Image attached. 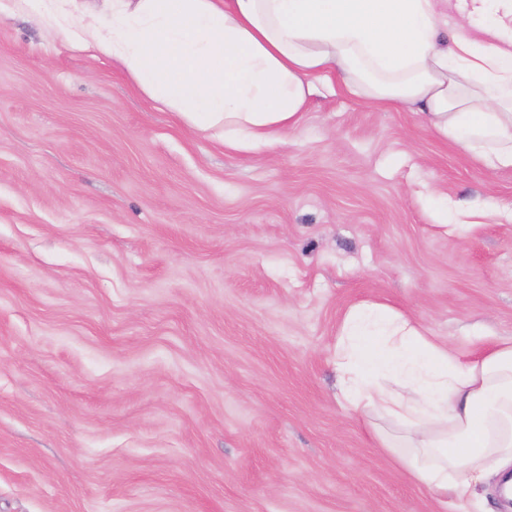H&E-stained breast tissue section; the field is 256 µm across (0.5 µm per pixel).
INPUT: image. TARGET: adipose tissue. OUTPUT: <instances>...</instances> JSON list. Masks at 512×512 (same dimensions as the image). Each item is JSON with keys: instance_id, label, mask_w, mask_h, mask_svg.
Listing matches in <instances>:
<instances>
[{"instance_id": "obj_1", "label": "adipose tissue", "mask_w": 512, "mask_h": 512, "mask_svg": "<svg viewBox=\"0 0 512 512\" xmlns=\"http://www.w3.org/2000/svg\"><path fill=\"white\" fill-rule=\"evenodd\" d=\"M72 48L119 61L157 109L282 142L319 88L422 113L486 167L512 169V0H22ZM343 408L379 417L418 484L476 505L512 467V338L463 357L388 306L351 309L336 344Z\"/></svg>"}]
</instances>
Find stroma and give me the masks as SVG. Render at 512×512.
<instances>
[{
	"label": "stroma",
	"mask_w": 512,
	"mask_h": 512,
	"mask_svg": "<svg viewBox=\"0 0 512 512\" xmlns=\"http://www.w3.org/2000/svg\"><path fill=\"white\" fill-rule=\"evenodd\" d=\"M512 204L405 108L311 97L285 142L156 109L0 0V512H444L336 396L348 311L512 337Z\"/></svg>",
	"instance_id": "35a3bbf8"
}]
</instances>
